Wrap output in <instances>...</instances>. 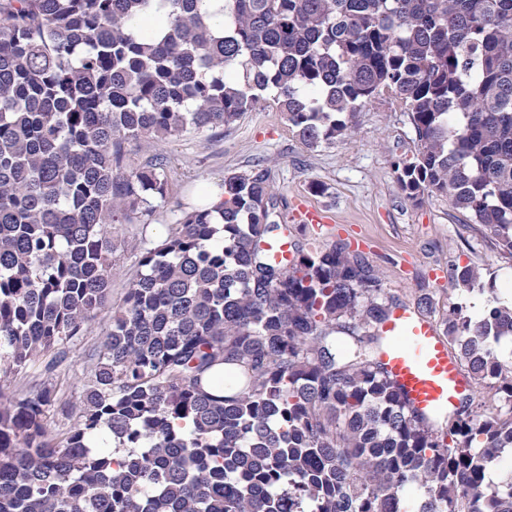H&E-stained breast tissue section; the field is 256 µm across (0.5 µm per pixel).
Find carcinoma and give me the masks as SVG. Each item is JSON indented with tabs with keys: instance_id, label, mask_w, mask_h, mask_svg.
Wrapping results in <instances>:
<instances>
[{
	"instance_id": "cac0c4a2",
	"label": "carcinoma",
	"mask_w": 512,
	"mask_h": 512,
	"mask_svg": "<svg viewBox=\"0 0 512 512\" xmlns=\"http://www.w3.org/2000/svg\"><path fill=\"white\" fill-rule=\"evenodd\" d=\"M0 0V380L110 295L115 226L166 199L124 144L230 126L272 100L308 148L387 97L415 133L405 197L448 196L512 253V0ZM141 252L69 398L0 386V512H512V304L472 264L448 346L491 400L418 419L381 360L378 270L289 237L263 170L216 185ZM74 419L63 436L51 409Z\"/></svg>"
}]
</instances>
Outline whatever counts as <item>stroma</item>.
I'll use <instances>...</instances> for the list:
<instances>
[{"label": "stroma", "instance_id": "1", "mask_svg": "<svg viewBox=\"0 0 512 512\" xmlns=\"http://www.w3.org/2000/svg\"><path fill=\"white\" fill-rule=\"evenodd\" d=\"M414 151L415 133L407 115L384 101L367 104L352 133L315 150L306 148L272 107L243 113L229 127L163 142L127 141L121 174L164 156L169 195L151 215L118 225L111 303L96 312L81 336L67 343V358L52 371L53 381L65 393L81 387L85 356L110 327L112 303L136 278L141 249L162 238L182 209L198 203L224 175L256 167L267 170L273 193L289 208L304 203L331 214L330 227L304 225L295 234L297 240L359 247L380 271L387 296L415 308L417 316L435 321L439 328H446L453 303L479 312L484 295L458 294L448 280L437 277V270L469 263L480 269L483 281L498 283L512 271V254L482 234L446 196L432 194L419 204L405 198L393 163ZM317 184L322 187L318 193L313 190Z\"/></svg>", "mask_w": 512, "mask_h": 512}]
</instances>
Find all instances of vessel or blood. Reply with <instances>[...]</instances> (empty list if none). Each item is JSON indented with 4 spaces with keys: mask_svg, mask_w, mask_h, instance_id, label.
<instances>
[{
    "mask_svg": "<svg viewBox=\"0 0 512 512\" xmlns=\"http://www.w3.org/2000/svg\"><path fill=\"white\" fill-rule=\"evenodd\" d=\"M290 219L318 226L330 222L324 210L305 204L298 205ZM380 333L386 339L382 360L416 415L431 417L456 407L467 381L433 321L401 307L389 315Z\"/></svg>",
    "mask_w": 512,
    "mask_h": 512,
    "instance_id": "b4317fda",
    "label": "vessel or blood"
}]
</instances>
